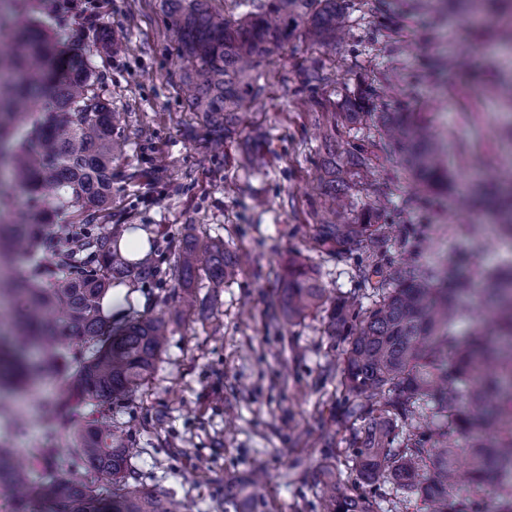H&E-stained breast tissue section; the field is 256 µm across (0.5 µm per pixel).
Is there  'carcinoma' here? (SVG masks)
<instances>
[{
  "label": "carcinoma",
  "instance_id": "carcinoma-1",
  "mask_svg": "<svg viewBox=\"0 0 512 512\" xmlns=\"http://www.w3.org/2000/svg\"><path fill=\"white\" fill-rule=\"evenodd\" d=\"M0 29V300L13 306L10 334L0 336V392L60 380L47 413L65 433L62 448L35 446L19 458L0 441V491L40 512H181L167 491L143 483L133 465V429L112 405L131 399L151 378L165 351L170 320L164 311H131L112 326L102 301L124 283L157 282L166 270L153 255L127 260L122 229L112 223V162L122 113L112 110L94 58L110 50L104 33L58 47L32 0H4ZM164 0L185 62L186 107L203 118L202 141L211 151L239 133L243 107L259 98L258 71L291 39L334 46L347 30L344 0ZM449 0H411L409 7L439 23ZM241 7L242 14L235 13ZM362 81L348 96L350 111L326 112L325 154L318 180L323 217L315 247L343 258L363 250L373 260L356 268L361 288L329 295L318 270L301 256L272 270L279 284L268 326L324 314L325 332L345 347L340 369L323 368L350 423L354 487L339 491L336 449L302 479L321 488L320 512H408L422 501L428 512H512V262L483 273V299L491 319L467 335L461 297L470 280L440 262H424L418 249L389 255L388 224L379 217L393 189L376 179L379 154L396 156L414 173L415 207L432 190L452 188L442 145L420 113L378 112L376 101L402 93L398 74ZM375 131L371 142L343 140L341 126ZM367 203L356 209L354 193ZM22 195L28 218L4 222ZM70 210L78 236L55 227L49 202ZM462 208L493 207L496 223L512 235V184L489 182L459 201ZM27 267L10 271L16 255ZM239 257L224 240L179 246L171 300L185 315L197 309V285L218 291L238 275ZM89 416L76 420L72 407ZM468 449V489L461 488L458 455ZM224 512H274L265 499L224 479Z\"/></svg>",
  "mask_w": 512,
  "mask_h": 512
}]
</instances>
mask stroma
<instances>
[{"mask_svg": "<svg viewBox=\"0 0 512 512\" xmlns=\"http://www.w3.org/2000/svg\"><path fill=\"white\" fill-rule=\"evenodd\" d=\"M406 2L349 0L348 36L333 49L290 40L262 67L265 91L247 107L239 136L219 159L206 156L191 136L202 121L182 105V60L162 0H87L84 11L64 14L53 26L62 45L98 28L116 41L115 52L95 60L113 109L127 115L112 163L113 223L137 225L152 239L165 228L168 239L156 253L165 266L173 261L172 243L190 233L223 239L243 257L234 283L215 294L201 288L213 300L212 318L173 317L151 383L121 413L142 426L135 461L145 482L175 493L190 512H224L217 491L225 475L246 484L259 465L267 479L256 492L273 500L277 512H314L318 490L288 473L296 464L315 465L331 439L338 442L342 480L353 478L344 406L335 382L321 375L323 366L340 365L341 343L327 336L318 314L276 329L264 322L274 292L267 272L288 254L306 256L327 289L357 286L360 256L339 260L312 241L320 220L323 103L343 104L361 78L397 70L410 102L429 112L455 181L477 180L482 169L502 181L512 177V140L498 136L512 126V96L483 98L481 80H464L456 70L431 84L416 79L439 57L512 77V17L479 8L448 14L433 28L408 13ZM379 11L388 20L381 31L373 24ZM315 68L318 83L308 80ZM259 133L272 157L269 168L256 172L244 156ZM462 142L464 155L457 151ZM385 167L396 190L381 221L409 225L429 244L425 260H447L471 277L512 260V236L487 218L458 216L454 195L424 210L406 207L412 176L397 158ZM54 391L47 382L12 395L24 423L9 442L18 453L64 441L42 417Z\"/></svg>", "mask_w": 512, "mask_h": 512, "instance_id": "obj_1", "label": "stroma"}]
</instances>
